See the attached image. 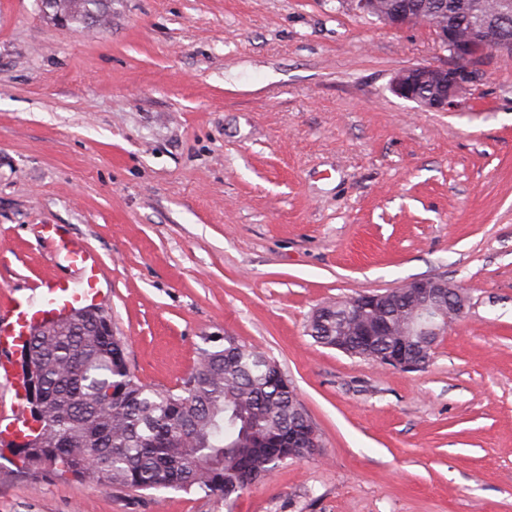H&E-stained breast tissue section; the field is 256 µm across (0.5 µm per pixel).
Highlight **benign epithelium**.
Returning a JSON list of instances; mask_svg holds the SVG:
<instances>
[{
	"label": "benign epithelium",
	"instance_id": "benign-epithelium-1",
	"mask_svg": "<svg viewBox=\"0 0 512 512\" xmlns=\"http://www.w3.org/2000/svg\"><path fill=\"white\" fill-rule=\"evenodd\" d=\"M350 2L364 16L378 15L390 27L401 28L426 23L434 28L440 47L449 53L451 63L436 66L421 63L398 71L391 83L399 97L417 103L426 111L444 112L458 104V100L471 91L478 73L476 66L488 51L505 53L512 42L504 36L500 23L512 14V0H471L462 5L467 19L466 27L450 31L439 16L424 15L416 11L412 0H403L397 10L386 13L379 0H338ZM408 290L412 320L429 324L423 335L440 337L448 325L464 317L467 299L459 286L437 277L411 279L383 293L362 294L353 298L345 311L336 316V350L343 351L346 336H389L392 328L376 313L387 308L393 293ZM436 341L402 343L390 351L386 365L414 369L434 348Z\"/></svg>",
	"mask_w": 512,
	"mask_h": 512
}]
</instances>
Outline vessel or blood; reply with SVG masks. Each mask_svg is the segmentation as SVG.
Returning a JSON list of instances; mask_svg holds the SVG:
<instances>
[{
  "label": "vessel or blood",
  "instance_id": "vessel-or-blood-1",
  "mask_svg": "<svg viewBox=\"0 0 512 512\" xmlns=\"http://www.w3.org/2000/svg\"><path fill=\"white\" fill-rule=\"evenodd\" d=\"M55 248L69 266L81 272L80 287H71L63 281H47L38 286L41 295L38 305L16 298L7 307H0V348H22L41 322L68 316L72 311L97 304L100 300L102 288L96 257L82 245L62 237L56 239ZM0 377L9 382L13 394L10 412L0 415V441L7 443L37 434L38 425L26 409L23 369L2 361Z\"/></svg>",
  "mask_w": 512,
  "mask_h": 512
}]
</instances>
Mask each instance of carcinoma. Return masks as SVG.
<instances>
[{"label":"carcinoma","mask_w":512,"mask_h":512,"mask_svg":"<svg viewBox=\"0 0 512 512\" xmlns=\"http://www.w3.org/2000/svg\"><path fill=\"white\" fill-rule=\"evenodd\" d=\"M103 0H41L51 19L85 26ZM417 336H350L346 352L383 364L388 346ZM41 397L28 401L39 440L4 452L25 466L109 488L172 487L227 497L288 461L313 456L315 429L279 364L234 336L202 350L178 391L142 385L122 340L68 320L34 337ZM112 401L107 402V392Z\"/></svg>","instance_id":"cac0c4a2"}]
</instances>
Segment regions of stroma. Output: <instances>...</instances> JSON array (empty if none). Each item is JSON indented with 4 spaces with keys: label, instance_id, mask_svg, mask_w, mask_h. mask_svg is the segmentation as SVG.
<instances>
[{
    "label": "stroma",
    "instance_id": "35a3bbf8",
    "mask_svg": "<svg viewBox=\"0 0 512 512\" xmlns=\"http://www.w3.org/2000/svg\"><path fill=\"white\" fill-rule=\"evenodd\" d=\"M428 62L430 26L337 0H112L78 30L0 0V302L77 283L58 227L141 383L234 336L321 443L228 499L0 458V512H512V58L445 112L391 89ZM423 277L470 301L424 368L311 337L318 307Z\"/></svg>",
    "mask_w": 512,
    "mask_h": 512
}]
</instances>
